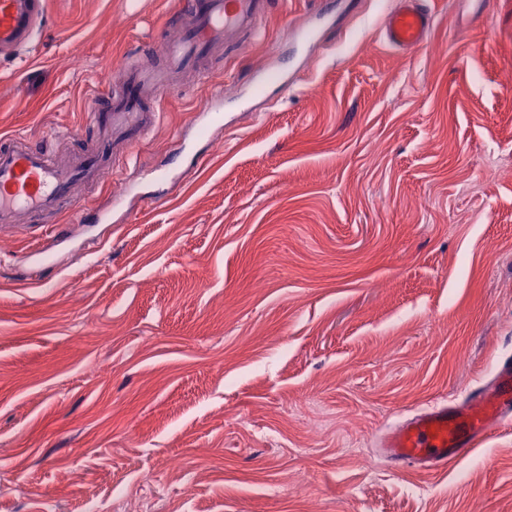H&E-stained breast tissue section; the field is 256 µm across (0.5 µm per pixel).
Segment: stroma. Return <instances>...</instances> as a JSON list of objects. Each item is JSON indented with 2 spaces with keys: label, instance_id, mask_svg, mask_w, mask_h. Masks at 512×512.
<instances>
[{
  "label": "stroma",
  "instance_id": "1",
  "mask_svg": "<svg viewBox=\"0 0 512 512\" xmlns=\"http://www.w3.org/2000/svg\"><path fill=\"white\" fill-rule=\"evenodd\" d=\"M394 3L309 46L289 28L320 0H269L207 65L230 97L277 48L294 81L209 140L191 74L132 146L87 123L177 0H47L0 56V134L132 152L73 187L67 239L0 233V512H512V421L441 469L380 457L512 361V0H421L411 52L383 38Z\"/></svg>",
  "mask_w": 512,
  "mask_h": 512
}]
</instances>
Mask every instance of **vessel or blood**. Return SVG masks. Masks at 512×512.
<instances>
[{
    "mask_svg": "<svg viewBox=\"0 0 512 512\" xmlns=\"http://www.w3.org/2000/svg\"><path fill=\"white\" fill-rule=\"evenodd\" d=\"M265 0H179L175 16L182 24L178 39L163 43L164 64L149 52L135 63L120 66L122 81L116 94L97 101L91 112L93 126L120 131L130 126L149 128L158 110L149 100L148 87L163 89L169 72L199 71L212 51L229 34L258 29ZM45 0H0V52H18L40 32ZM334 16L315 11L306 22L294 25L297 40L308 41L312 33L332 25ZM433 16L420 0H398L383 21L386 41L400 50L424 43ZM286 79L273 65L256 67L246 85L247 94L265 95L270 87L285 86ZM109 160L98 149H87L66 161L54 160L48 149L17 136L0 137V225L16 228L22 219L36 213L54 212L60 199L70 195L79 182L99 178ZM512 414V365L497 373L491 388L471 390L459 403L435 401L405 422L392 426L384 437L386 458L396 465H415L425 470L443 467L496 430L505 415Z\"/></svg>",
    "mask_w": 512,
    "mask_h": 512,
    "instance_id": "b4317fda",
    "label": "vessel or blood"
}]
</instances>
